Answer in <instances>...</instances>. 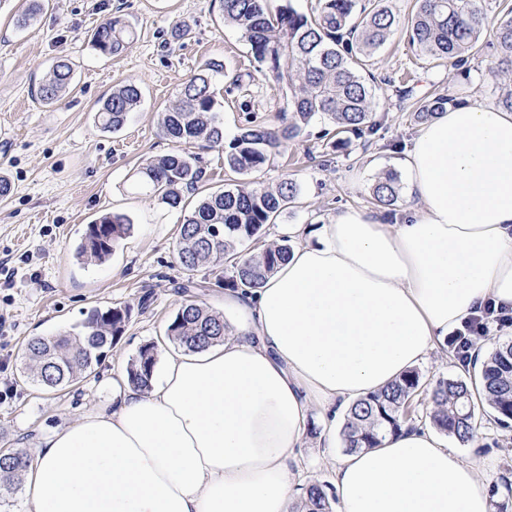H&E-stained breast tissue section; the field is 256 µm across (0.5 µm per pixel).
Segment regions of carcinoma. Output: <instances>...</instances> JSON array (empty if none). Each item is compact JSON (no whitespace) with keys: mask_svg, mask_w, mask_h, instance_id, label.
Instances as JSON below:
<instances>
[{"mask_svg":"<svg viewBox=\"0 0 512 512\" xmlns=\"http://www.w3.org/2000/svg\"><path fill=\"white\" fill-rule=\"evenodd\" d=\"M224 23L238 29L251 46L259 70L286 87L285 122L269 129L247 122L229 146H224V118L215 111L214 77L223 65L209 62L187 78L176 103L161 113L159 129L176 149L147 161L136 172V183L156 194L173 209L181 207L182 188L202 180L203 171L185 148L201 147L224 152V167L242 176L234 183L207 194L178 231V258L189 272L222 263L227 275L215 281L187 278L179 289L258 288L282 262L292 244L288 237L267 245L261 252L243 256L242 246L259 239L299 196L298 185L288 179L270 188L256 179L272 156L296 138L317 117L336 124V144L373 135L372 101L382 87L365 78L360 69L382 46L397 25L386 0L356 8V0H318L316 13L307 16L291 5L272 9L270 0H219ZM43 0H29L17 15L19 28L30 26L40 14ZM409 40L426 55L456 72L467 73L471 62L487 55L484 77L501 93L497 103L512 110V20L487 28L485 0H417L408 21ZM135 32L120 16L101 23L92 37L93 47L106 55H120ZM74 72L66 60L57 62L36 90L43 102L65 94ZM141 90L126 82L112 90L97 111V122L106 131L121 130L138 105ZM468 102L464 96L424 95L410 104L416 122L427 123L449 107ZM374 200L391 207L399 200L397 178L388 174L373 187ZM132 230L124 214L107 213L88 225L75 257L85 263L107 261ZM129 319L126 307L95 308L79 334L61 333L27 340L24 353L32 380L47 391L72 384L94 369L108 349L120 339ZM228 329L223 314L188 299L168 324L166 337L189 352L224 340ZM156 364V345L143 346L128 364L132 384L148 390ZM426 396L431 408L425 418L440 433L466 445L479 439L483 422L507 429L512 426V340L496 343L481 362L480 370L466 378L438 377L423 380L411 369L381 391L358 400L346 415L341 430L344 451L377 448L388 435L413 423L414 401ZM31 454L26 448H0V483L18 485ZM331 485L314 482L302 488L299 512H334Z\"/></svg>","mask_w":512,"mask_h":512,"instance_id":"obj_1","label":"carcinoma"}]
</instances>
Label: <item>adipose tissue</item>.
I'll return each instance as SVG.
<instances>
[{
    "label": "adipose tissue",
    "instance_id": "obj_1",
    "mask_svg": "<svg viewBox=\"0 0 512 512\" xmlns=\"http://www.w3.org/2000/svg\"><path fill=\"white\" fill-rule=\"evenodd\" d=\"M415 199L387 224L347 209L292 226L258 288L225 289L223 342L166 357L149 392L34 450L28 512H291L312 411L336 512H492L476 467L428 427L336 458V421L426 360L479 308H512V111L458 106L405 159Z\"/></svg>",
    "mask_w": 512,
    "mask_h": 512
}]
</instances>
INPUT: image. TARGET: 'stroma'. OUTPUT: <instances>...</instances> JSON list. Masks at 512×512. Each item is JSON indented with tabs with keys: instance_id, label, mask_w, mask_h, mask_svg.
Masks as SVG:
<instances>
[{
	"instance_id": "35a3bbf8",
	"label": "stroma",
	"mask_w": 512,
	"mask_h": 512,
	"mask_svg": "<svg viewBox=\"0 0 512 512\" xmlns=\"http://www.w3.org/2000/svg\"><path fill=\"white\" fill-rule=\"evenodd\" d=\"M24 6L25 0H0V177L12 185L0 202V264L10 270L0 274V448L32 449L86 411L111 404L109 378L142 346L155 344L160 361L175 350L166 328L184 300L175 285L188 277L177 256L185 213L133 185L140 164L173 148L160 134V113L173 106L182 82L209 62L225 69L215 87L226 140L249 113L278 126L286 90L259 71L241 32L224 24L219 0H45L38 20L19 28L14 15ZM392 7L399 25L370 60L376 80L404 82L418 96L474 88L478 104H496L498 90L484 81L482 65L464 79L410 43L406 24L415 0H392ZM115 15L137 37L124 53L110 56L91 39ZM62 56L73 66L75 87L48 105L35 88ZM127 80L139 84L141 102L121 131H102L95 114ZM373 109L381 126L370 142L335 146L322 136L330 121L319 119L259 173L264 185L290 179L300 188L297 204L261 244L277 241L291 224H323L346 208L373 211L376 181L389 173L405 179L402 160L421 126L393 90L378 94ZM107 212L126 214L130 235L107 262H78L74 250L88 224ZM116 305L129 307L130 318L95 371L52 393L28 381L23 346L29 337L79 330L89 310ZM459 451L478 467L493 506H500L506 495L501 478L512 473V429L486 426L480 444Z\"/></svg>"
}]
</instances>
